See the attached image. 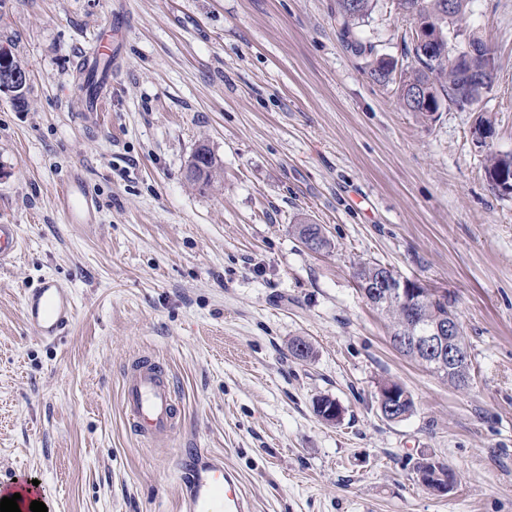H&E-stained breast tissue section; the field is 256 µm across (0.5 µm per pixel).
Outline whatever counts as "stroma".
<instances>
[{"instance_id":"35a3bbf8","label":"stroma","mask_w":512,"mask_h":512,"mask_svg":"<svg viewBox=\"0 0 512 512\" xmlns=\"http://www.w3.org/2000/svg\"><path fill=\"white\" fill-rule=\"evenodd\" d=\"M0 0V50L29 74L27 105L0 92V222L20 250L0 268V480H38L48 512H179L182 469L208 449L254 512H512V196L487 150L512 152V0H472L469 26L498 54L486 105L432 118L399 109L343 46L334 0ZM411 23L378 0L357 34L401 58ZM124 45L106 112L84 121L83 49ZM223 167L200 190L187 163ZM81 177L98 223H66L56 196ZM322 225L311 252L293 224ZM378 262L454 299L472 360L457 389L391 345L355 272ZM53 277L76 318L34 336L22 298ZM306 338L313 355L293 358ZM173 378L181 430L147 448L122 407L130 357ZM412 394L385 420L379 382ZM340 401L339 424L314 412ZM458 482L439 496L413 464ZM448 478V487L456 484L455 472L448 467V465L435 459L433 456L422 455L413 465V471L416 474L417 480L422 477L423 480H428L429 476L437 469Z\"/></svg>"}]
</instances>
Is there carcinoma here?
I'll return each mask as SVG.
<instances>
[{
    "mask_svg": "<svg viewBox=\"0 0 512 512\" xmlns=\"http://www.w3.org/2000/svg\"><path fill=\"white\" fill-rule=\"evenodd\" d=\"M377 2L378 0H335L336 23L347 48L358 56H370L374 53L375 46L355 37L354 29L371 15ZM442 3H448V0H397V8L404 17L412 20L418 17L427 27L432 54L423 51L411 38L404 42L403 55L413 58L415 64L398 69L388 61L380 60L369 69L372 81L383 86H395L397 103L401 109L425 117L433 116L444 103L460 111L483 109V99L474 96L477 92L476 86L484 79L490 84L495 81V76L486 74L487 59L482 55L470 56L455 66L448 63V40L452 36H463L462 30L456 24L463 21L470 0H456V8L451 13L446 9H439ZM417 89L426 94V97L414 105L412 93ZM189 167L196 168L192 182L204 188L214 183L221 164L210 151L206 157L193 154ZM484 168L494 188H499L501 182L512 185V153L489 152ZM293 228L301 240L316 238L321 249L327 251L332 248L331 240L326 236L322 225L304 221L293 225ZM376 309L388 322L390 335L396 336L407 330L405 308L399 303H382ZM420 315L425 326L439 320H458L448 300L435 304L428 301L422 303ZM436 470L448 478V485L456 484L455 472L432 456L424 455L413 465L416 477L424 480L429 479Z\"/></svg>",
    "mask_w": 512,
    "mask_h": 512,
    "instance_id": "carcinoma-1",
    "label": "carcinoma"
}]
</instances>
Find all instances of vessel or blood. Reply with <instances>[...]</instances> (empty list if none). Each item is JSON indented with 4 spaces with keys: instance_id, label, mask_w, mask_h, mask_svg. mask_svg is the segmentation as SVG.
Masks as SVG:
<instances>
[{
    "instance_id": "1",
    "label": "vessel or blood",
    "mask_w": 512,
    "mask_h": 512,
    "mask_svg": "<svg viewBox=\"0 0 512 512\" xmlns=\"http://www.w3.org/2000/svg\"><path fill=\"white\" fill-rule=\"evenodd\" d=\"M118 45L97 43L78 61V93L86 115L105 111L112 97L114 69H105L101 59L119 60ZM59 210L70 224H93L97 204L82 179H73L58 196ZM19 246L17 225L0 224V266L7 265ZM23 315L30 331L45 340L57 341L69 332L75 315L70 288L54 278L43 279L26 291ZM125 414L144 445L156 446L176 434L178 395L169 373L150 359L128 364L123 373ZM192 473L184 477L186 494L181 512H251L252 506L235 475L208 451H200Z\"/></svg>"
}]
</instances>
